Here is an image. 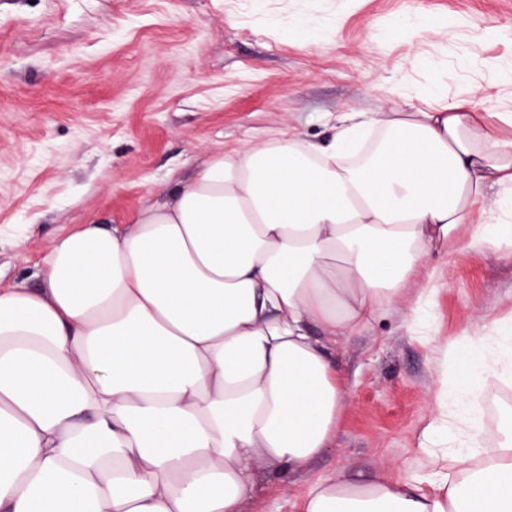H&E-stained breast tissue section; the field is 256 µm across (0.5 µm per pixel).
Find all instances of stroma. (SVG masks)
<instances>
[{
  "instance_id": "stroma-1",
  "label": "stroma",
  "mask_w": 512,
  "mask_h": 512,
  "mask_svg": "<svg viewBox=\"0 0 512 512\" xmlns=\"http://www.w3.org/2000/svg\"><path fill=\"white\" fill-rule=\"evenodd\" d=\"M470 97L512 113V0H0V285L35 286L54 238L127 223L213 153ZM463 241L339 338L331 449L264 473L248 512H289L319 476H425L465 451L450 352L503 343L512 242Z\"/></svg>"
}]
</instances>
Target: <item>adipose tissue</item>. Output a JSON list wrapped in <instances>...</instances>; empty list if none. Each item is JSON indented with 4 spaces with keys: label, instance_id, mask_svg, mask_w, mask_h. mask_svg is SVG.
Wrapping results in <instances>:
<instances>
[{
    "label": "adipose tissue",
    "instance_id": "obj_1",
    "mask_svg": "<svg viewBox=\"0 0 512 512\" xmlns=\"http://www.w3.org/2000/svg\"><path fill=\"white\" fill-rule=\"evenodd\" d=\"M510 207L512 113L459 100L246 143L130 223L57 237L36 286L0 287V512H242L259 466L332 445L338 337ZM451 358L467 453L428 478L319 477L291 512H512V438L479 439L512 352Z\"/></svg>",
    "mask_w": 512,
    "mask_h": 512
}]
</instances>
